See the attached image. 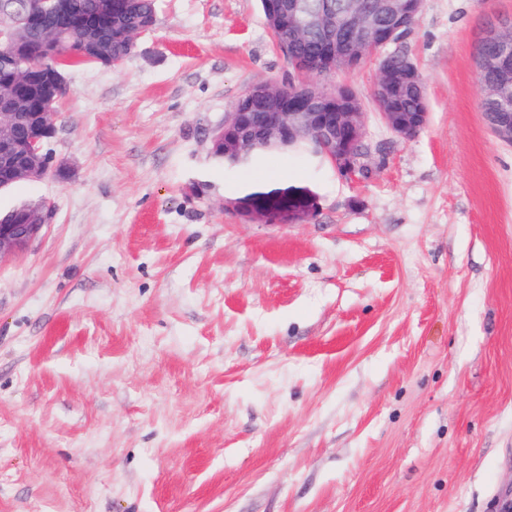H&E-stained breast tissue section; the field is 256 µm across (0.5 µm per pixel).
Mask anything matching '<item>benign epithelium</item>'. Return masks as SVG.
<instances>
[{
  "instance_id": "obj_1",
  "label": "benign epithelium",
  "mask_w": 512,
  "mask_h": 512,
  "mask_svg": "<svg viewBox=\"0 0 512 512\" xmlns=\"http://www.w3.org/2000/svg\"><path fill=\"white\" fill-rule=\"evenodd\" d=\"M424 0H374L367 12L355 13L350 6L336 8L330 0H265V21L269 30L276 33V41L283 53L293 48L302 30L314 31L321 36L324 54L317 70H298L301 75L303 95L286 107L270 104L265 113L263 136L265 144L293 142L297 136L311 132L320 153L336 170L353 179L368 172L365 160L366 113L353 111V101L358 98L349 85L327 87L321 79L338 72H350L362 64L364 58L377 52L381 46L401 50L409 27L406 16L422 11ZM70 0H31L24 14V23L41 31L38 50L30 52L17 40L0 50V66L18 74L15 86L0 91V189L23 180H42L58 176L61 166L51 150L57 129L50 112L56 102L58 89L66 84L60 64L67 55L59 50L62 37L71 29ZM51 15L56 23L45 26V16ZM86 59L116 66L118 61L108 58V53L98 41L81 46ZM380 74L372 90L373 99L388 104L391 88L403 78H421L411 62H406L405 74L379 65ZM38 87L42 95L41 110L27 107L23 90ZM500 100L512 97V78L503 73L493 85L484 89ZM271 97L269 86L252 85L238 99L240 107H248ZM383 124L397 137L423 125L426 112H396L392 108L379 113ZM247 121L245 112H227L224 125L211 138L212 149L224 145V155L238 153L244 140L242 130ZM483 121L496 139L512 145V118L502 112L499 116ZM224 208L248 223L298 224L314 216L319 209L318 198L308 189L288 191V206L277 213L253 205L244 199H226ZM51 210L45 205L30 207L19 215L0 217V256L26 247L42 226L49 222Z\"/></svg>"
}]
</instances>
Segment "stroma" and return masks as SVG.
Here are the masks:
<instances>
[{
	"instance_id": "35a3bbf8",
	"label": "stroma",
	"mask_w": 512,
	"mask_h": 512,
	"mask_svg": "<svg viewBox=\"0 0 512 512\" xmlns=\"http://www.w3.org/2000/svg\"><path fill=\"white\" fill-rule=\"evenodd\" d=\"M116 68L68 66L64 173L0 256V512H500L512 499V146L475 55L512 0H425L404 45L429 121L365 102L372 171L269 157L302 224L224 208L210 135L292 68L259 0H156ZM202 184L205 192L190 189ZM507 109V112L500 113L494 119H488L482 115L483 121L489 131L496 139L506 145H512V118L506 115L512 112V101L508 104L501 103L498 100L485 99L481 101V112H500ZM224 208L248 223L298 224L316 214L319 202L311 191L303 188L288 190V206L277 213L254 206L244 199H224ZM30 206L23 204L15 206L4 213L16 212L19 215H6L0 217V256L14 253L26 247L51 218L50 207L45 205L31 206L26 213L20 214L23 208ZM18 220L24 221L18 223Z\"/></svg>"
}]
</instances>
